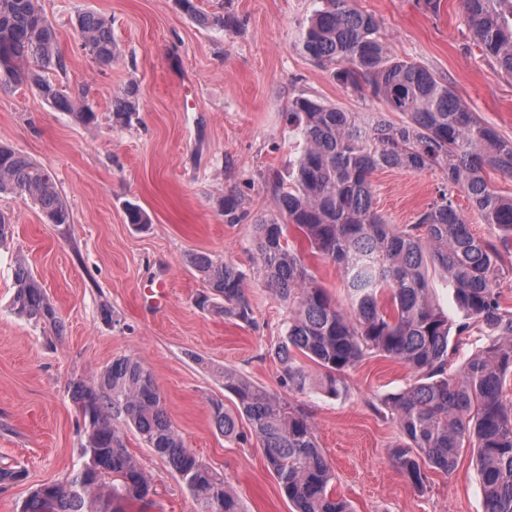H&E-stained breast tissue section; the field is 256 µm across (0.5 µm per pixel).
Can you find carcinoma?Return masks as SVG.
Returning a JSON list of instances; mask_svg holds the SVG:
<instances>
[{
  "instance_id": "carcinoma-1",
  "label": "carcinoma",
  "mask_w": 512,
  "mask_h": 512,
  "mask_svg": "<svg viewBox=\"0 0 512 512\" xmlns=\"http://www.w3.org/2000/svg\"><path fill=\"white\" fill-rule=\"evenodd\" d=\"M304 23L297 50L332 67V78L384 111L359 114L298 95L288 102V124L303 144L289 183L269 178L273 213L252 225L259 257L255 279L288 304L284 336L274 349L283 388L304 393L312 379L298 355L323 369L318 386L342 393L341 375L375 354L399 361L413 382L379 399L398 425L403 442L392 460L416 488L426 472L454 470L465 447L476 454L484 512H512V309L496 290L500 249L512 245V196L494 190L489 169L512 177V138H505L463 105L448 81L423 64L395 57L375 17L355 0H317ZM204 27H224L220 15L201 12L196 0H178ZM466 23L482 52L512 78V0H463ZM87 55L103 66L116 59L112 21L96 12L77 17ZM65 68L54 29L38 0H0V89L27 81L54 108L89 123L95 112L75 108L72 95L50 71ZM138 88L130 82L112 104L113 122L130 123L138 112ZM396 114L400 122L390 116ZM442 174L445 188L414 224H390L373 207V172L384 169ZM465 194L494 239L476 236L448 191ZM0 194L30 199L52 224L70 213L51 174L23 152L0 144ZM295 231L320 259L342 274L350 310L333 304L306 262L290 244ZM188 262L209 293L198 307L250 322L243 275L206 252ZM447 275L466 321L456 325L428 297L429 268ZM11 309L35 325L61 326L58 309L30 265L13 273ZM479 329L488 343L458 371L448 372L454 336ZM236 400L229 412L211 402V423L224 438H254L267 469L293 512H351L332 490L335 474L319 448L307 414L273 391L230 368L216 370ZM83 419L84 464L62 479L37 486L20 512H126L128 503L152 502V487L128 451L121 419L163 459L187 489L196 512H242L224 475L192 450L169 420L151 372L137 359L118 358L91 380L69 383ZM246 422L248 430L240 427Z\"/></svg>"
}]
</instances>
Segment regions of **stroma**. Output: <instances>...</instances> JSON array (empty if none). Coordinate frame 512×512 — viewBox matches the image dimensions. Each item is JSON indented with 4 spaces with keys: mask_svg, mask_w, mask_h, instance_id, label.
<instances>
[{
    "mask_svg": "<svg viewBox=\"0 0 512 512\" xmlns=\"http://www.w3.org/2000/svg\"><path fill=\"white\" fill-rule=\"evenodd\" d=\"M66 61L55 78L97 119L84 125L54 109L29 82L0 91V143L30 156L53 176L70 211L52 224L31 200L0 195L13 234L0 243V467L20 466L24 481L0 487V512H19L38 485L76 471L82 420L68 385L92 379L112 360L131 357L148 368L165 410L187 448L223 472L243 512H292L257 442L224 439L210 404L233 408L216 368L280 391L282 369L271 350L287 312L254 278L252 226L272 213L266 175L287 180L299 141L286 105L304 94L352 112H375L336 83L329 68L296 49L314 0H197L206 13L232 17L231 27L205 28L176 0H40ZM372 13L391 52L446 79L479 118L512 138V78L501 75L469 31L462 0H441L438 12L420 0H358ZM93 11L112 21L119 56L109 66L85 54L76 18ZM138 85L139 110L130 124L112 123V100ZM374 208L389 223H415L441 189L440 173L374 172ZM241 219L227 221L225 196ZM150 222L139 229L126 203ZM207 252L244 276L251 323L199 309L207 284L186 258ZM26 258L64 322L62 330L33 326L11 309L13 269ZM411 371L372 356L342 377L344 392L287 393L309 417L335 472L333 489L353 512H484L471 451L444 474L428 471L415 489L394 466L401 443L379 397L406 387ZM128 450L155 489L153 504L128 512H195L168 465L124 431Z\"/></svg>",
    "mask_w": 512,
    "mask_h": 512,
    "instance_id": "35a3bbf8",
    "label": "stroma"
}]
</instances>
